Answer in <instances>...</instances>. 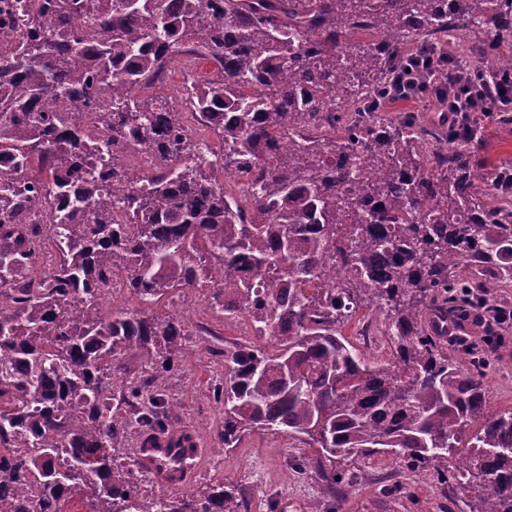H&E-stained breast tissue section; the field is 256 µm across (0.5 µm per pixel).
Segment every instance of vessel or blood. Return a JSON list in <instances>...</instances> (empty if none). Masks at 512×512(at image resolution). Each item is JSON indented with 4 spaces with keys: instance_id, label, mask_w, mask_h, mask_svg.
<instances>
[{
    "instance_id": "1",
    "label": "vessel or blood",
    "mask_w": 512,
    "mask_h": 512,
    "mask_svg": "<svg viewBox=\"0 0 512 512\" xmlns=\"http://www.w3.org/2000/svg\"><path fill=\"white\" fill-rule=\"evenodd\" d=\"M183 461L171 465L174 454ZM203 450L197 435L187 429H176L165 434L150 433L143 436L136 450L138 463L149 469L157 482L172 491L181 490L199 469Z\"/></svg>"
}]
</instances>
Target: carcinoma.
Instances as JSON below:
<instances>
[{"mask_svg": "<svg viewBox=\"0 0 512 512\" xmlns=\"http://www.w3.org/2000/svg\"><path fill=\"white\" fill-rule=\"evenodd\" d=\"M458 2L439 14L435 0H45L0 13L25 30L17 55L0 57V155L17 177L0 183V289L12 293L0 313V512L32 482L40 512H61L77 491L90 512H247L221 481L150 497L112 454L168 430L166 380L188 336L172 296L196 288L255 333L224 348V447L286 433L314 449L297 469H313L329 495L337 465L384 454L474 487L475 512H512V412L489 413L486 363L447 340L448 323L484 304L474 289L512 280V202L489 203L475 184L508 186L512 165L485 174L475 163L485 129L473 114L443 145L412 113L370 123L406 57L447 54L460 16L487 29L477 49L488 59L508 58L512 0ZM76 15L95 41L70 28ZM362 32L381 41L359 48ZM186 44L216 67L189 106L208 116L217 151L182 142L165 98L135 94ZM333 91L356 112L323 133ZM90 94L112 102L108 134L158 161L118 187L125 224L99 198V147L74 111ZM235 166L252 182L241 200L217 179ZM45 203L55 223H23ZM44 235L57 262L31 276ZM110 275L126 279L134 307L90 300ZM165 298L169 310L154 314ZM365 302L383 315L390 360L340 332Z\"/></svg>", "mask_w": 512, "mask_h": 512, "instance_id": "carcinoma-1", "label": "carcinoma"}]
</instances>
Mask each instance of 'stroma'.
Listing matches in <instances>:
<instances>
[{
  "label": "stroma",
  "instance_id": "obj_1",
  "mask_svg": "<svg viewBox=\"0 0 512 512\" xmlns=\"http://www.w3.org/2000/svg\"><path fill=\"white\" fill-rule=\"evenodd\" d=\"M189 328L205 324L210 333L190 337L180 369L167 381L175 400L169 425L197 428L210 422L201 435L207 455L188 489L204 493L216 480L241 488L249 512H304L309 500L323 494L324 483L314 470L297 472L295 462L304 445L286 434L255 431L233 449L217 438L221 410L213 396L217 376L224 371L225 345L241 341L242 321H227L214 313L204 294L190 291L178 301ZM491 357L494 366L486 377L490 413L512 412V323ZM344 481L326 496L330 512H470L474 493L439 483L428 470H410L388 456L352 460L343 467ZM324 495V494H323Z\"/></svg>",
  "mask_w": 512,
  "mask_h": 512
}]
</instances>
